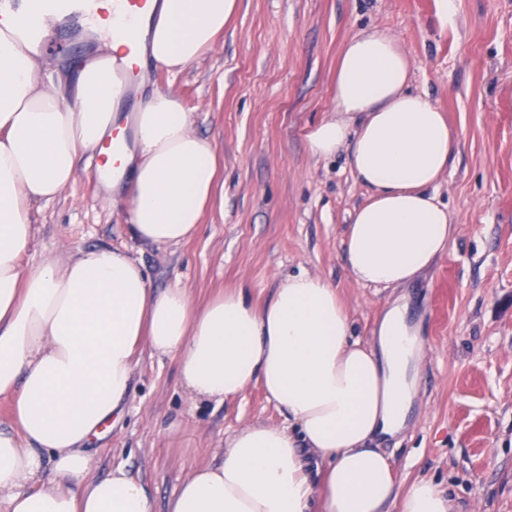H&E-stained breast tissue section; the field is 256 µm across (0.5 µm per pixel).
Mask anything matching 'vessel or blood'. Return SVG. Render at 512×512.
I'll return each mask as SVG.
<instances>
[{
  "mask_svg": "<svg viewBox=\"0 0 512 512\" xmlns=\"http://www.w3.org/2000/svg\"><path fill=\"white\" fill-rule=\"evenodd\" d=\"M100 0H0V19L11 18L16 24L23 44L30 49L42 50L46 34L59 22L95 25L99 22ZM130 50L112 60V75L120 82L134 80L139 74V61L144 39L143 29H132ZM128 147L127 141L110 138L102 146L101 161L107 162L109 173H117Z\"/></svg>",
  "mask_w": 512,
  "mask_h": 512,
  "instance_id": "obj_1",
  "label": "vessel or blood"
}]
</instances>
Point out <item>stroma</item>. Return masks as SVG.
I'll return each instance as SVG.
<instances>
[{
    "label": "stroma",
    "mask_w": 512,
    "mask_h": 512,
    "mask_svg": "<svg viewBox=\"0 0 512 512\" xmlns=\"http://www.w3.org/2000/svg\"><path fill=\"white\" fill-rule=\"evenodd\" d=\"M373 26L397 38L411 60V91L445 113L459 141L439 188L452 241L396 290L355 282L343 237L367 191L346 154L316 159L304 139L335 107L346 42ZM100 48L81 28L53 33L39 75L73 84L76 61ZM143 67L120 107L137 112L157 91L176 97L222 162L198 233L177 246L139 245L125 206L104 202L98 158L88 154L68 188L32 207L24 265L37 266L50 243L63 259L79 248L118 249L144 266L155 290L182 286L198 306L239 288L259 305L306 271L338 289L364 341L403 298L425 356L409 428L383 447L399 490L425 478L445 491L451 512H512V0H239L202 59L175 74L149 59ZM257 422L284 426L288 415L256 385L220 404L193 402L176 360L145 351L119 419L88 445L91 475L124 468L166 512L193 469Z\"/></svg>",
    "instance_id": "obj_1"
}]
</instances>
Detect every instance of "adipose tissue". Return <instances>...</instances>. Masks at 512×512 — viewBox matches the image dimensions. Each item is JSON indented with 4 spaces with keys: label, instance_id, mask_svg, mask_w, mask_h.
<instances>
[{
    "label": "adipose tissue",
    "instance_id": "1",
    "mask_svg": "<svg viewBox=\"0 0 512 512\" xmlns=\"http://www.w3.org/2000/svg\"><path fill=\"white\" fill-rule=\"evenodd\" d=\"M238 0H157L143 19L150 58L179 71L212 49ZM103 53L80 64L73 91L45 84L35 55L0 24V399L17 432L0 430V504L6 512H154L125 469L90 478L85 449L122 409L138 348L177 359L198 400L221 403L250 386L285 410L291 428L252 423L195 469L167 512H449L431 480L398 492L373 443L400 433L423 346L390 307L370 342L355 338L337 288L299 272L263 305L235 290L194 307L185 288L155 291L142 265L107 248L60 259L47 245L26 267L34 202L60 195L81 154L117 128L111 60L128 30L103 21ZM411 61L389 30L352 37L336 66L333 112L304 134L318 159L346 152L368 191L343 239L354 280L407 284L447 251L452 216L437 196L458 149L444 114L408 87ZM123 191L134 240L189 241L215 201L213 144L182 104L155 93L133 117ZM322 461L312 468L311 457ZM51 473H43L44 463Z\"/></svg>",
    "mask_w": 512,
    "mask_h": 512
}]
</instances>
